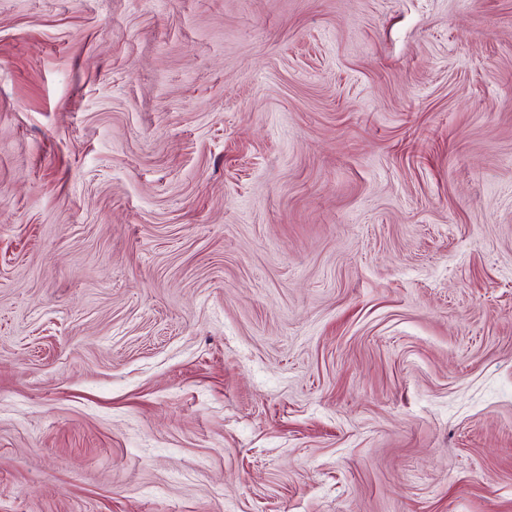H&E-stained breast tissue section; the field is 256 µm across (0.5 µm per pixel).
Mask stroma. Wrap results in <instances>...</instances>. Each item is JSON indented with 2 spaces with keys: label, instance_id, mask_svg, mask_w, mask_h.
Segmentation results:
<instances>
[{
  "label": "stroma",
  "instance_id": "obj_1",
  "mask_svg": "<svg viewBox=\"0 0 512 512\" xmlns=\"http://www.w3.org/2000/svg\"><path fill=\"white\" fill-rule=\"evenodd\" d=\"M0 512H512V0H0Z\"/></svg>",
  "mask_w": 512,
  "mask_h": 512
}]
</instances>
